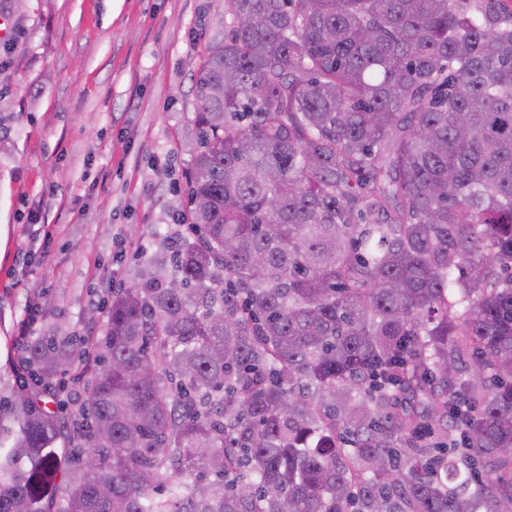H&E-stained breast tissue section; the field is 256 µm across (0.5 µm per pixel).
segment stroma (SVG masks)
<instances>
[{
    "label": "stroma",
    "instance_id": "stroma-1",
    "mask_svg": "<svg viewBox=\"0 0 512 512\" xmlns=\"http://www.w3.org/2000/svg\"><path fill=\"white\" fill-rule=\"evenodd\" d=\"M224 0H0V396L21 320L94 335L185 207L191 78Z\"/></svg>",
    "mask_w": 512,
    "mask_h": 512
}]
</instances>
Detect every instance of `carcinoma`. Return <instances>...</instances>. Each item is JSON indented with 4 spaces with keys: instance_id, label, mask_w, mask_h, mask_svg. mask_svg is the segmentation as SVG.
<instances>
[{
    "instance_id": "cac0c4a2",
    "label": "carcinoma",
    "mask_w": 512,
    "mask_h": 512,
    "mask_svg": "<svg viewBox=\"0 0 512 512\" xmlns=\"http://www.w3.org/2000/svg\"><path fill=\"white\" fill-rule=\"evenodd\" d=\"M226 2L191 233L29 340L0 512H512V0Z\"/></svg>"
}]
</instances>
